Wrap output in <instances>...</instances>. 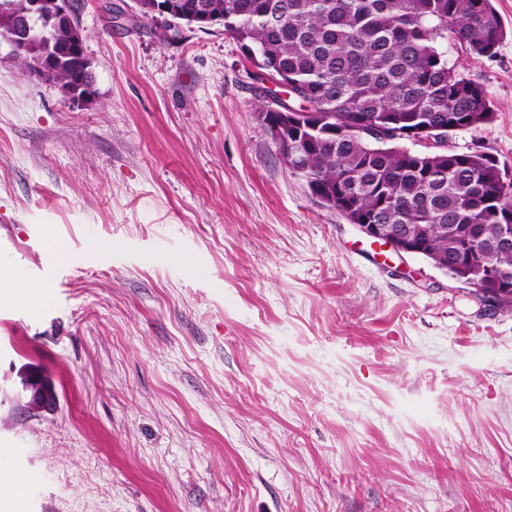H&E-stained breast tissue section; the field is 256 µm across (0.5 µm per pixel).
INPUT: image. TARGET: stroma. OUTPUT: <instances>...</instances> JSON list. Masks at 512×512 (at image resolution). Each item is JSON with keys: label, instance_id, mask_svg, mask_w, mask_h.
<instances>
[{"label": "stroma", "instance_id": "1", "mask_svg": "<svg viewBox=\"0 0 512 512\" xmlns=\"http://www.w3.org/2000/svg\"><path fill=\"white\" fill-rule=\"evenodd\" d=\"M94 95L0 42V473L27 512H512V312L315 202L222 25L75 0ZM495 104L453 135L512 167ZM101 243L91 251L90 243ZM54 406L33 410L28 375Z\"/></svg>", "mask_w": 512, "mask_h": 512}]
</instances>
